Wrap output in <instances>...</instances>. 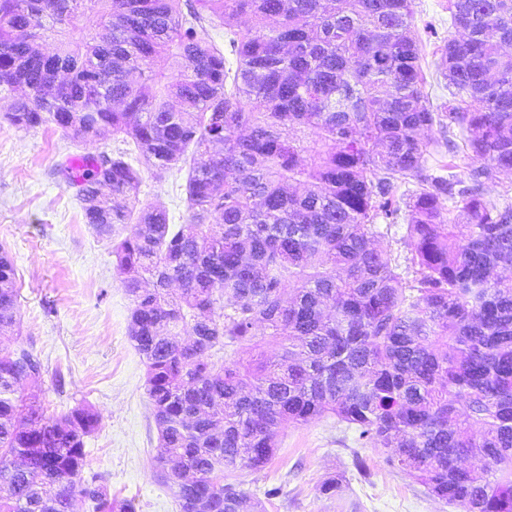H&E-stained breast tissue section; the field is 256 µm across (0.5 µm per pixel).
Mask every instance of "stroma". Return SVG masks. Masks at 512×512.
<instances>
[{"mask_svg": "<svg viewBox=\"0 0 512 512\" xmlns=\"http://www.w3.org/2000/svg\"><path fill=\"white\" fill-rule=\"evenodd\" d=\"M424 32L422 67L431 98L445 96L434 52L455 36L448 0H413ZM0 98V247L12 256L19 297L18 326L0 335V347L31 344L46 368L35 392L48 414L84 403L100 415L86 442V474H101L112 495L134 502L136 512H179L172 491L155 477L160 450L145 391L147 368L128 336L131 302L114 270L112 246L83 220L81 203L56 166L87 155H115L112 136L75 141L60 130H22L4 117ZM140 199L164 208L171 223H185L186 172L154 177L146 160ZM280 448L264 468L233 474L240 489L262 496L264 512H453L426 494L412 477L391 468L387 449L360 446L346 425L325 416L279 433ZM362 468H355V459ZM336 479L334 496L320 494ZM280 493L264 498L265 490Z\"/></svg>", "mask_w": 512, "mask_h": 512, "instance_id": "obj_1", "label": "stroma"}]
</instances>
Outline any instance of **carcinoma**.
I'll return each mask as SVG.
<instances>
[{
    "instance_id": "cac0c4a2",
    "label": "carcinoma",
    "mask_w": 512,
    "mask_h": 512,
    "mask_svg": "<svg viewBox=\"0 0 512 512\" xmlns=\"http://www.w3.org/2000/svg\"><path fill=\"white\" fill-rule=\"evenodd\" d=\"M448 13L462 35L440 49L435 104L412 0H0L10 124L125 145L59 173L112 242L163 448L154 474L180 512H262L232 472L264 467L283 426L326 415L459 512H512V205L486 198L492 170L512 171V0ZM207 20L236 68L201 38ZM78 25L81 40L59 37ZM459 138L468 181L431 174ZM135 154L159 175L189 165L188 223L141 205ZM457 196L463 224L446 217ZM402 214L412 279L376 243ZM18 296L0 249V333ZM258 325L278 360L256 351ZM43 382L32 347L0 349V512H72L78 495L135 512L83 477L93 407L47 417L17 395Z\"/></svg>"
}]
</instances>
